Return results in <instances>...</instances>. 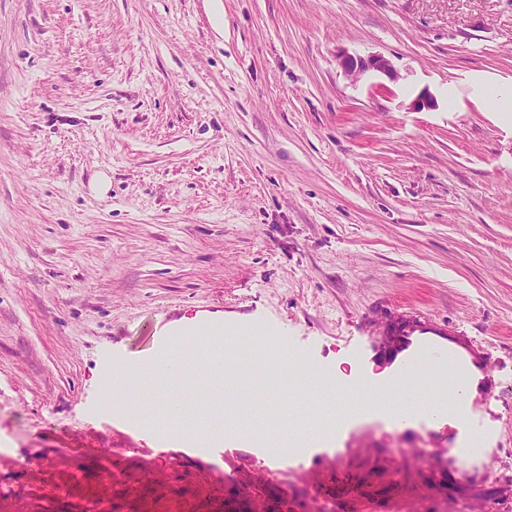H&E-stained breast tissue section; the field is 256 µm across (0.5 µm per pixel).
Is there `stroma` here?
I'll use <instances>...</instances> for the list:
<instances>
[{
    "label": "stroma",
    "instance_id": "1",
    "mask_svg": "<svg viewBox=\"0 0 512 512\" xmlns=\"http://www.w3.org/2000/svg\"><path fill=\"white\" fill-rule=\"evenodd\" d=\"M349 54L398 81H351ZM484 77L512 93V0H0V512H321L307 459L285 501L248 436L235 487L158 461L102 381L166 309L270 327L348 384L383 365L381 303L485 341L495 388L404 427L317 395L326 451L404 512H512V121ZM340 65L344 73L353 80H358L367 72L379 73L391 81L399 79V75L390 60L380 54L370 55L366 58L345 55L341 57Z\"/></svg>",
    "mask_w": 512,
    "mask_h": 512
}]
</instances>
